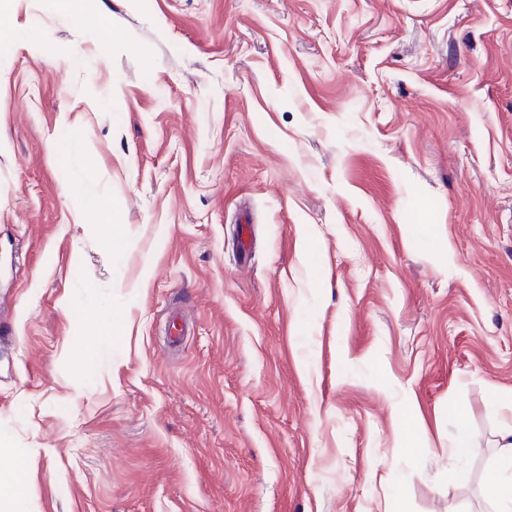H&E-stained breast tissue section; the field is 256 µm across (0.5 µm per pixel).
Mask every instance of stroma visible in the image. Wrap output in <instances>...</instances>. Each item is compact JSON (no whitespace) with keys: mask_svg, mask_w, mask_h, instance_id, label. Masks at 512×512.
Listing matches in <instances>:
<instances>
[{"mask_svg":"<svg viewBox=\"0 0 512 512\" xmlns=\"http://www.w3.org/2000/svg\"><path fill=\"white\" fill-rule=\"evenodd\" d=\"M88 13L0 0V463L31 457L27 512H493L512 0ZM479 443L472 431L468 415L465 409H460L456 413V432L451 445V451L458 456H467L475 451Z\"/></svg>","mask_w":512,"mask_h":512,"instance_id":"obj_1","label":"stroma"}]
</instances>
